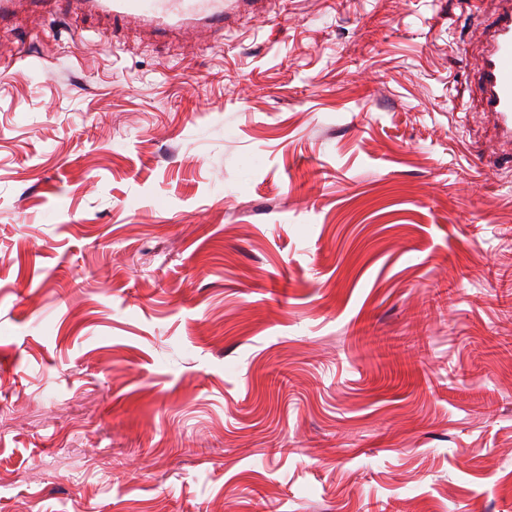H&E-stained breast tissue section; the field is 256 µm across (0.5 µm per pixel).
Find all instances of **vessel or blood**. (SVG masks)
<instances>
[{"label":"vessel or blood","mask_w":512,"mask_h":512,"mask_svg":"<svg viewBox=\"0 0 512 512\" xmlns=\"http://www.w3.org/2000/svg\"><path fill=\"white\" fill-rule=\"evenodd\" d=\"M87 10L164 32L191 23L224 24V0H83ZM481 109L512 134V0H499L486 30L477 73Z\"/></svg>","instance_id":"vessel-or-blood-1"}]
</instances>
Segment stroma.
Returning a JSON list of instances; mask_svg holds the SVG:
<instances>
[{
  "mask_svg": "<svg viewBox=\"0 0 512 512\" xmlns=\"http://www.w3.org/2000/svg\"><path fill=\"white\" fill-rule=\"evenodd\" d=\"M496 0L0 20V512H512Z\"/></svg>",
  "mask_w": 512,
  "mask_h": 512,
  "instance_id": "1",
  "label": "stroma"
}]
</instances>
